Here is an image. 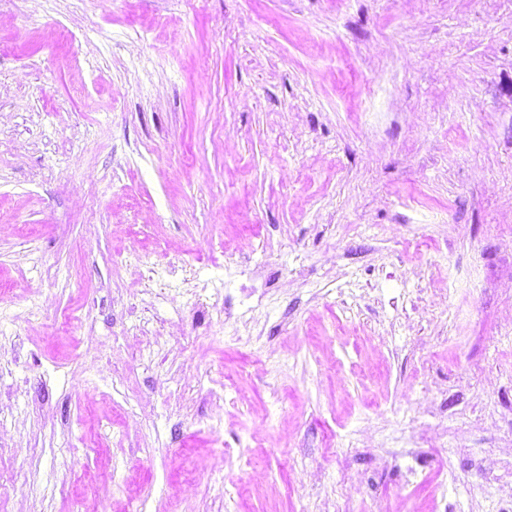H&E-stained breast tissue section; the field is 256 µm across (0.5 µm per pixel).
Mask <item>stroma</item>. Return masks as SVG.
Wrapping results in <instances>:
<instances>
[{
  "instance_id": "1",
  "label": "stroma",
  "mask_w": 512,
  "mask_h": 512,
  "mask_svg": "<svg viewBox=\"0 0 512 512\" xmlns=\"http://www.w3.org/2000/svg\"><path fill=\"white\" fill-rule=\"evenodd\" d=\"M0 512H512V0H0Z\"/></svg>"
}]
</instances>
